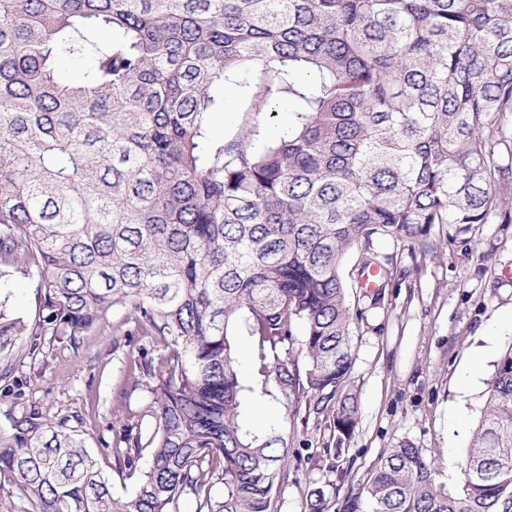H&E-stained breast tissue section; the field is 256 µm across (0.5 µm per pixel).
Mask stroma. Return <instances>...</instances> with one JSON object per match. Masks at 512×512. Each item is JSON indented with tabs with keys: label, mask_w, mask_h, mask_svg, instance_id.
I'll list each match as a JSON object with an SVG mask.
<instances>
[{
	"label": "stroma",
	"mask_w": 512,
	"mask_h": 512,
	"mask_svg": "<svg viewBox=\"0 0 512 512\" xmlns=\"http://www.w3.org/2000/svg\"><path fill=\"white\" fill-rule=\"evenodd\" d=\"M256 73L246 66L227 75L224 104L210 117V143L241 130ZM431 239L435 249L425 254L389 237L374 239L375 255L391 258L394 267L381 301L358 286L360 252L352 251L343 263L342 278L361 318L354 327L351 373L358 420L341 472L323 466L327 430L306 420L304 411L290 415L279 400L246 393L242 414L248 423L262 430L288 428V478L272 512H305L308 488L319 481L333 483L334 501L342 503L359 491L385 450L403 440L436 464L449 488L457 487L486 383L512 346V224H438ZM128 315L127 307L114 308L104 326L83 336L79 351L58 345L45 359H22L16 372L26 398L49 412L80 417V433L98 452L114 496L122 499L134 494L137 479L116 472L103 450L132 423L143 395L128 358L141 349L152 356L163 351L153 337L126 336ZM488 336L491 354L481 376L465 385L462 378ZM121 399L126 406L120 411Z\"/></svg>",
	"instance_id": "obj_1"
}]
</instances>
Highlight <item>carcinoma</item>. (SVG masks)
<instances>
[{"label": "carcinoma", "mask_w": 512, "mask_h": 512, "mask_svg": "<svg viewBox=\"0 0 512 512\" xmlns=\"http://www.w3.org/2000/svg\"><path fill=\"white\" fill-rule=\"evenodd\" d=\"M64 57L83 59L78 81ZM259 68L248 111L297 104L288 136L259 122L210 150L215 88ZM512 0H0V264L40 289L38 318L0 301V377L13 349L46 357L116 306L165 345L132 358L139 423L113 440L127 500L73 423L36 401L0 429V512H270L288 434L245 424L230 328L251 379L326 422L339 470L358 404L341 265L373 238L427 253L436 224H512ZM301 343H296L298 328ZM148 426L142 427V421ZM450 491L409 441L389 448L340 512H507L512 347L488 383ZM224 486L216 497L212 488ZM332 484L306 512H330Z\"/></svg>", "instance_id": "1"}]
</instances>
